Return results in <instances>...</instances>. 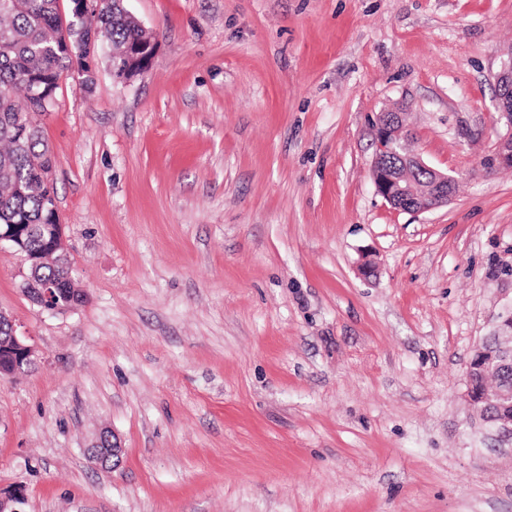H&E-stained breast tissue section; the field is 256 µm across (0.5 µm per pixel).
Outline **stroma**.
<instances>
[{"label":"stroma","mask_w":512,"mask_h":512,"mask_svg":"<svg viewBox=\"0 0 512 512\" xmlns=\"http://www.w3.org/2000/svg\"><path fill=\"white\" fill-rule=\"evenodd\" d=\"M124 6L148 71L99 59L40 118L84 302L41 310L0 244L38 354L0 378V488L25 512H512V446L464 397L512 303V169L482 167L512 0ZM394 105L448 206L377 194ZM133 56H135L133 52L127 51V52L120 53L117 51H113V49H112V56L111 57L107 56L108 61L111 66L113 64L112 60L115 58H126V61H127V63L125 65L124 64L120 65V69L117 71V73L112 71V74L115 78L122 80V81H127L136 76H140L145 73V71L148 68L147 67L148 64L145 66H141L139 63V58H135ZM87 450L91 459L104 472H112L121 464L123 449L108 430L100 431Z\"/></svg>","instance_id":"1"}]
</instances>
